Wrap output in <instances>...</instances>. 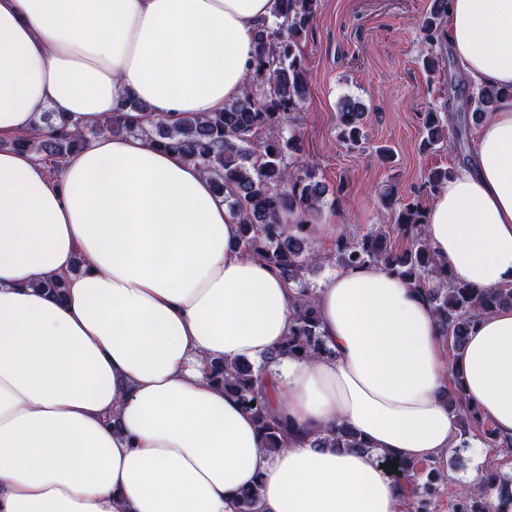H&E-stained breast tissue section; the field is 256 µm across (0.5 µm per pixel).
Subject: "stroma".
<instances>
[{
  "instance_id": "35a3bbf8",
  "label": "stroma",
  "mask_w": 512,
  "mask_h": 512,
  "mask_svg": "<svg viewBox=\"0 0 512 512\" xmlns=\"http://www.w3.org/2000/svg\"><path fill=\"white\" fill-rule=\"evenodd\" d=\"M432 0H319L316 21L301 41L309 76L307 98L294 132L296 167L314 168L328 188L322 224H340L350 236L392 227L403 204L429 205L428 171L453 169L467 160L477 126L464 104L473 93L450 50L439 51L438 69L427 73L428 47L421 17ZM352 98L366 107L359 146L339 141L337 106ZM449 116L448 134L433 152L419 149L423 115ZM448 452V472L434 512H452L456 493L476 469L512 476V453L476 452L479 439Z\"/></svg>"
}]
</instances>
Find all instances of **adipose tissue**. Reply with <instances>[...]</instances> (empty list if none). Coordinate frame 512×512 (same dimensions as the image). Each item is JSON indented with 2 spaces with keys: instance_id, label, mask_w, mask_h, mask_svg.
<instances>
[{
  "instance_id": "obj_1",
  "label": "adipose tissue",
  "mask_w": 512,
  "mask_h": 512,
  "mask_svg": "<svg viewBox=\"0 0 512 512\" xmlns=\"http://www.w3.org/2000/svg\"><path fill=\"white\" fill-rule=\"evenodd\" d=\"M270 18L271 0H0V137L50 109L92 128L130 98L156 116L222 111ZM446 27L473 87L512 88V0H449ZM425 234L452 281L512 285L508 95ZM315 298L335 357L278 354L294 292L242 253L213 178L179 153L104 133L52 171L0 151V512H231L256 484L261 512H401L381 462L446 467L454 373L512 436V306L448 352L423 292L385 267L326 265ZM273 353L272 409L305 435L271 454L210 366ZM340 423L370 451L312 447Z\"/></svg>"
}]
</instances>
